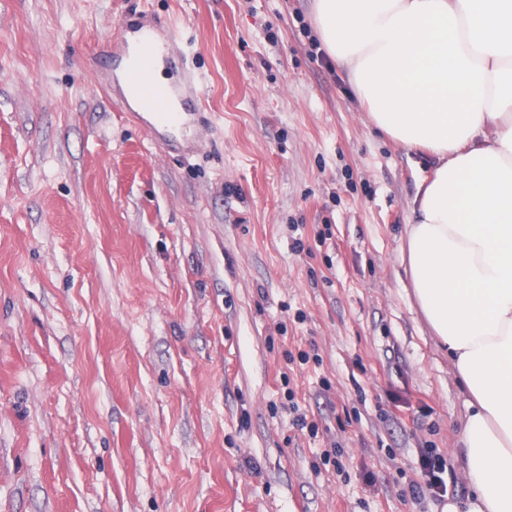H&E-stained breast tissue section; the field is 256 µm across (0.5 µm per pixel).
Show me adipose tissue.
<instances>
[{"label":"adipose tissue","instance_id":"obj_1","mask_svg":"<svg viewBox=\"0 0 512 512\" xmlns=\"http://www.w3.org/2000/svg\"><path fill=\"white\" fill-rule=\"evenodd\" d=\"M373 127L433 159L402 255L469 395L473 490L443 512H512V0H314Z\"/></svg>","mask_w":512,"mask_h":512}]
</instances>
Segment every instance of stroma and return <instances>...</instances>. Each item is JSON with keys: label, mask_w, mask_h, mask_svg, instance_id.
<instances>
[{"label": "stroma", "mask_w": 512, "mask_h": 512, "mask_svg": "<svg viewBox=\"0 0 512 512\" xmlns=\"http://www.w3.org/2000/svg\"><path fill=\"white\" fill-rule=\"evenodd\" d=\"M145 10L205 82L178 150L120 105ZM311 11L0 0V512H442L406 493L424 448L466 503L467 396L401 261L432 162Z\"/></svg>", "instance_id": "1"}]
</instances>
